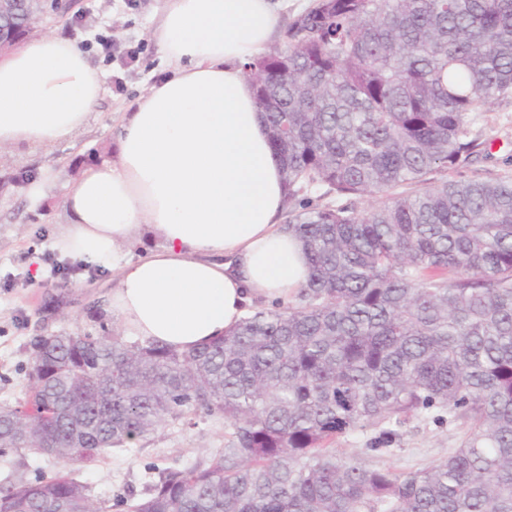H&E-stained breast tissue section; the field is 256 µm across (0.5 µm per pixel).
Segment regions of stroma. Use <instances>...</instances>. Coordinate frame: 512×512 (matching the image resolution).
Returning <instances> with one entry per match:
<instances>
[{
	"label": "stroma",
	"mask_w": 512,
	"mask_h": 512,
	"mask_svg": "<svg viewBox=\"0 0 512 512\" xmlns=\"http://www.w3.org/2000/svg\"><path fill=\"white\" fill-rule=\"evenodd\" d=\"M164 0H79L91 11L92 28H82L66 18L54 27L85 51L104 75L103 91L88 125L49 150L29 152L6 149L0 160L14 170H30V181L47 180L44 205L29 201L30 181L0 190V405L23 401L28 390L27 372L33 343L59 332L98 334L101 326L117 327L107 309L112 275L82 267L60 256L53 247L66 228L64 197L75 179L71 167L88 158L112 155L120 133L122 110L170 72V64L151 37ZM112 39V55L104 57L95 33ZM138 57L129 58L128 49ZM472 135L479 147L470 163L448 169V179H512V98L496 102L489 111L474 115ZM467 431L458 423L413 419L398 429L394 451L369 452L371 432L336 440V447L358 455L370 464L418 469L444 460ZM230 429L223 420L198 415L191 427L169 426L140 442L138 448L112 450L96 462L81 467L79 475L100 499L127 493L141 494L149 480L148 467L180 466L222 448Z\"/></svg>",
	"instance_id": "1"
}]
</instances>
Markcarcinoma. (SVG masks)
Wrapping results in <instances>:
<instances>
[{"label":"carcinoma","mask_w":512,"mask_h":512,"mask_svg":"<svg viewBox=\"0 0 512 512\" xmlns=\"http://www.w3.org/2000/svg\"><path fill=\"white\" fill-rule=\"evenodd\" d=\"M286 36L244 70L306 283L188 352L104 326L37 339L0 461L63 469L0 483V512H512V179L399 191L469 162L474 113L512 94V0H314ZM199 413L227 443L151 467L144 498L97 500L64 470ZM411 418L470 432L423 469L325 447L371 428L386 445ZM20 465L16 466V469L13 473V478L18 479H30L33 477L32 471L37 467H42L48 475H50L53 471L59 469L61 467L55 460H47L46 458H37L32 454L26 456Z\"/></svg>","instance_id":"1"}]
</instances>
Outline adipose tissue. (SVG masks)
<instances>
[{"label":"adipose tissue","instance_id":"adipose-tissue-1","mask_svg":"<svg viewBox=\"0 0 512 512\" xmlns=\"http://www.w3.org/2000/svg\"><path fill=\"white\" fill-rule=\"evenodd\" d=\"M276 20L275 0H164L152 38L170 74L127 106L111 158L84 167L64 198L54 247L115 273L122 335L189 351L307 281V256L278 222L282 163L243 72ZM102 86L60 31L23 40L0 56V147L67 140Z\"/></svg>","mask_w":512,"mask_h":512}]
</instances>
